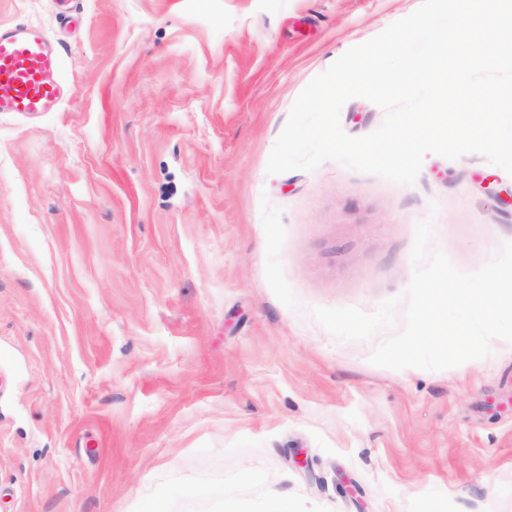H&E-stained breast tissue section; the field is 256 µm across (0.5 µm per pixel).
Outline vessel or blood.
Returning <instances> with one entry per match:
<instances>
[{"mask_svg":"<svg viewBox=\"0 0 512 512\" xmlns=\"http://www.w3.org/2000/svg\"><path fill=\"white\" fill-rule=\"evenodd\" d=\"M72 93L62 51L42 26L30 21L0 26V113L52 112Z\"/></svg>","mask_w":512,"mask_h":512,"instance_id":"1","label":"vessel or blood"}]
</instances>
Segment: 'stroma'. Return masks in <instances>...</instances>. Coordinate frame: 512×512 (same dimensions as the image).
<instances>
[{
    "label": "stroma",
    "instance_id": "obj_1",
    "mask_svg": "<svg viewBox=\"0 0 512 512\" xmlns=\"http://www.w3.org/2000/svg\"><path fill=\"white\" fill-rule=\"evenodd\" d=\"M421 0H0L72 97L0 114V512H512V343L441 371L370 357L313 306L408 286L416 224L474 271L512 175H270L298 95ZM382 108L343 106L352 137Z\"/></svg>",
    "mask_w": 512,
    "mask_h": 512
}]
</instances>
